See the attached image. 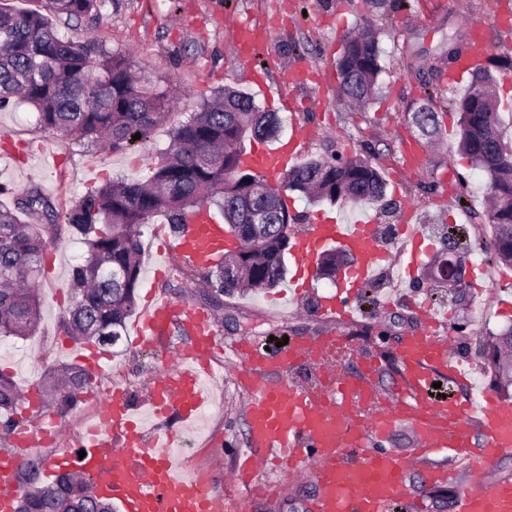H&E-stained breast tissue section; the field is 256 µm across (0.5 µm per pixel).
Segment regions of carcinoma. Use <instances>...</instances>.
<instances>
[{
	"mask_svg": "<svg viewBox=\"0 0 512 512\" xmlns=\"http://www.w3.org/2000/svg\"><path fill=\"white\" fill-rule=\"evenodd\" d=\"M47 2V14L0 7V107L20 95L37 111L42 130L77 144L121 149L131 145L136 133L143 141L150 138L168 117L167 93L147 78L136 79L128 56L57 33L53 18L92 16L98 0ZM337 69L342 96L354 103L369 101L383 71L378 38L369 32L348 37ZM453 107L459 151L487 176L493 194L488 212L493 258L511 266L512 163L502 158L508 145L499 133L498 103L489 93L474 102L468 89ZM412 121L426 135H437L442 128L428 98L416 102ZM278 133L276 113L262 110L245 93L218 89L175 128L145 181L109 180L88 189L64 214L37 188L13 209L0 204V337L35 335L41 306L36 282L59 223L73 227L87 247L83 263L73 272V304L63 322L66 335L76 341L108 346L126 332L142 273L140 228L157 216L177 230L188 216L206 211L239 231L240 257L233 261L237 276L224 277L222 260L201 274L207 289L200 299L206 307L222 311L226 296L278 287L287 274L285 256L293 247L288 233L293 216L284 199L265 201L254 193V181L264 175L241 171L239 159L246 141H271ZM385 188L381 173L366 159L315 157L289 169L275 194L291 190L312 204L336 206L379 201ZM20 212L34 221L21 220ZM256 222L267 225V242L259 252L251 249L248 230ZM479 354L497 389L509 397L512 326L484 337ZM90 385L86 369L63 365L52 372L44 389L51 403L68 410ZM19 401L14 381L0 372L5 432L14 428L12 414ZM40 464L32 459L19 471L21 495L15 512H114L112 502L96 497L91 480L77 474L63 473L49 485L31 486Z\"/></svg>",
	"mask_w": 512,
	"mask_h": 512,
	"instance_id": "carcinoma-1",
	"label": "carcinoma"
}]
</instances>
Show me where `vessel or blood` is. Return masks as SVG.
Instances as JSON below:
<instances>
[{"label": "vessel or blood", "instance_id": "b4317fda", "mask_svg": "<svg viewBox=\"0 0 512 512\" xmlns=\"http://www.w3.org/2000/svg\"><path fill=\"white\" fill-rule=\"evenodd\" d=\"M271 34L268 27L240 28L235 40L247 56ZM470 44V60L461 61L449 74L450 82H461L471 60L486 55L483 27L473 28ZM298 144L295 138L276 147L260 144L247 160L277 182L296 162ZM224 241L223 225L202 213L189 218L167 254L204 266L223 254ZM332 242L352 258L336 292L316 300L319 314L333 323V331L290 342L272 353L258 351L249 341L232 348L246 398L247 438L245 447L234 451L236 465L224 490L178 468L171 453L175 435L160 425L166 412L176 410L193 420L210 406L205 376L208 358L218 347L216 323L188 303L164 298L146 300L132 324L137 343L152 345L167 324L178 320L194 335L192 350L154 373L144 406L133 405L126 390L113 384L100 402L96 421L76 433L80 453L57 454L51 460L53 471L95 478L100 491L119 502L122 512H224L231 492L246 512L264 490V472L312 482L314 512H392L412 464L424 465L425 480H447L446 471L431 468L433 456L443 451L459 455L478 437L483 441L484 467L457 495L453 512H512V481L489 477L487 472L496 458L512 453V402L488 392L476 404L433 396L438 373H447L452 384L465 382L467 375L439 312L427 309L420 332L396 343L402 384L385 398L371 384L378 355L355 353L344 338V327L359 310L356 297L392 260L391 250L376 233L329 216L300 225L293 238L295 274L288 284L292 298L300 299L312 288L316 255ZM353 353L363 377L346 376L335 368L338 357ZM300 369L306 372L301 379L295 376ZM401 424L410 426L418 441L409 461L385 446ZM60 434L58 420L49 417L13 437L15 454L0 457V512H9L15 499L22 450Z\"/></svg>", "mask_w": 512, "mask_h": 512}]
</instances>
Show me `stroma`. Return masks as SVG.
<instances>
[{"instance_id":"stroma-1","label":"stroma","mask_w":512,"mask_h":512,"mask_svg":"<svg viewBox=\"0 0 512 512\" xmlns=\"http://www.w3.org/2000/svg\"><path fill=\"white\" fill-rule=\"evenodd\" d=\"M274 16L279 19L275 38L260 45L251 59H241L232 42L233 28L252 27ZM506 16L512 17V0H409L408 7L396 10L374 8L369 0H100L96 17L57 20L59 36L93 41L128 55L136 71L168 91L170 115L151 139L115 150L78 145L41 131L35 109L11 100L0 109V182L9 184L13 194L0 204L13 206L16 197L36 186L55 204L68 208L88 188L106 180H146L173 128L198 111L214 88L224 86L250 93L262 109L277 113L282 139L308 131L298 147L300 158L360 156L384 173L388 188L382 201L337 206L332 215L370 219L386 228L404 223L407 212H414L424 244L433 254L444 248L440 228L450 225L459 238L475 239L486 229L489 183L457 151L456 114L443 115L444 132L439 140L430 141L405 108L421 97L417 57H434L445 50L444 37L452 25L463 24L468 31L480 25L489 45L482 65L499 78V128L504 141L512 142V82L501 80L504 72H512V29L499 23ZM367 23L379 34L384 71L375 100L354 108L339 95L336 59L344 40ZM288 69L306 71L307 80L284 83ZM414 144L424 146V162L407 170L400 157ZM54 237L39 280L41 319L36 334L0 340V371L11 376L22 393L43 385L51 370L73 363L78 347L62 322L72 304L73 271L86 247L64 224L58 225ZM174 238L163 217L144 227V270L137 296L142 299L152 292L199 305L203 284H186L177 268L162 266V253ZM404 265V256H395L391 265L378 271L372 288L359 296L364 314L345 329L355 347L386 355L400 336L419 329L420 305L425 301L447 311L456 336L455 353L466 360H478L479 337L512 325V267L497 265L498 282L469 279L460 292L451 293L428 285L426 264L410 275ZM313 304V298L288 302L278 292L261 289L225 297L219 336L227 342L248 337L267 347L287 338L321 335L331 325L315 313ZM189 342L175 326L155 346L143 349L133 347L131 336H123L116 346L105 349L101 369L92 373L91 382L112 384L120 369H129L134 377L130 398L144 404L151 373ZM235 369L233 359L224 360L217 403L196 420L193 434L198 445L195 462L212 473L219 489L234 464V449L245 443L243 395ZM434 463L450 469L451 477L429 483L411 473L397 512H451L469 471L461 459L445 455ZM313 495V487L288 481L275 498L256 501L251 512H311Z\"/></svg>"}]
</instances>
